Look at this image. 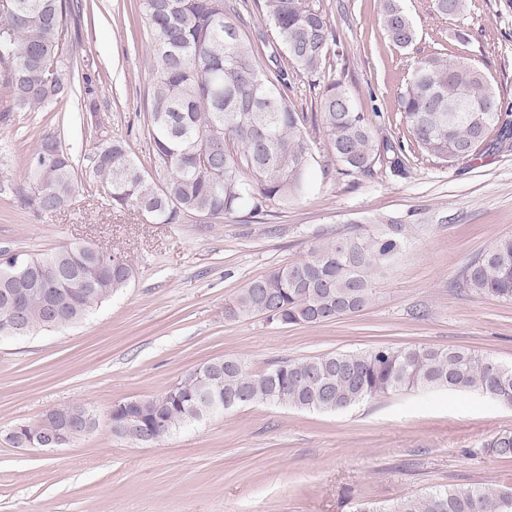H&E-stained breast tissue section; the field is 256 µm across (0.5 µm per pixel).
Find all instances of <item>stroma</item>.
Wrapping results in <instances>:
<instances>
[{
  "instance_id": "stroma-1",
  "label": "stroma",
  "mask_w": 512,
  "mask_h": 512,
  "mask_svg": "<svg viewBox=\"0 0 512 512\" xmlns=\"http://www.w3.org/2000/svg\"><path fill=\"white\" fill-rule=\"evenodd\" d=\"M262 39L261 64L286 63L263 0H232ZM137 0H91L68 24L75 79L57 105L14 111L0 122V183H22L42 136L93 152L97 127L123 137L151 164L144 127L153 35ZM336 33L323 76L289 73L288 99L307 115L314 160L307 192L221 218L150 224L112 209L100 186L83 187L60 211L39 215L0 193V249L42 254L66 243L119 250L134 267L128 288L83 321L0 340V512H355L434 489L512 486V460L485 454L490 435L512 430V407L476 393L402 392L341 413L273 404L213 415L147 446L106 424L63 448L22 451L8 429L51 407L154 396L207 361L232 357L258 373L272 363L379 345L463 347L512 365V302L461 288L468 262L512 235V150L488 148L448 166L414 151L406 169L379 158L372 175H346L318 121L328 80L341 81L375 115L380 139H408L398 96L410 57H467L512 107V0H467L444 20L432 0H401L417 30L411 54L379 24L380 0H321ZM418 225L399 261L378 273L361 312L330 323L279 325L227 309L248 284L303 258L310 246L356 224Z\"/></svg>"
}]
</instances>
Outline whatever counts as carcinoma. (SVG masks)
I'll return each instance as SVG.
<instances>
[{
    "instance_id": "1",
    "label": "carcinoma",
    "mask_w": 512,
    "mask_h": 512,
    "mask_svg": "<svg viewBox=\"0 0 512 512\" xmlns=\"http://www.w3.org/2000/svg\"><path fill=\"white\" fill-rule=\"evenodd\" d=\"M443 19L466 9V0H433ZM138 14L155 36L150 56L153 82L143 120L152 143L151 170L131 157L120 137L101 134L86 156L89 175L101 184L112 207L136 212L152 224H180L189 216L217 218L244 208L257 215L268 203L286 206L309 187L312 148L307 116L288 102L285 72L266 71L257 44L243 38L239 19L226 0H139ZM83 12L82 0H0V76L12 105L39 112L58 102L73 77L64 66L62 37L68 19ZM293 70L323 73L335 33L317 0H264ZM380 24L395 47L413 48L417 32L399 5L382 0ZM411 142L445 164L481 155L485 147H506L512 123L492 81L475 65L430 54L414 60L399 95ZM467 112H450V104ZM321 123L348 175L369 174L380 152L393 153L391 166L405 168L402 141L378 148L366 113L343 85L328 82L321 98ZM28 160L24 181L13 192L21 204L50 214L78 191L76 157L38 171ZM415 225L390 221L312 246L308 255L252 281L228 308L235 318L263 315L270 323L315 325L363 310L373 296V277L392 265L411 243ZM57 277L49 279L44 270ZM133 267L112 252L106 264L88 244H66L32 255L0 250V337L19 309L23 336L75 324L94 306L126 288ZM460 285L476 294L512 302V235L498 238L464 267ZM415 389L482 391L512 404V367L501 372L470 350L381 345L356 353H328L277 361L250 372L236 358H217L186 373L164 392L140 400L135 413L145 439L157 442L215 414L213 401L235 406L276 404L337 413L379 396ZM51 420L65 426L71 442L91 431L94 414L80 404L56 407ZM484 452L512 459V430L482 443ZM357 512H512V487L482 486L433 490L402 498L379 510Z\"/></svg>"
}]
</instances>
